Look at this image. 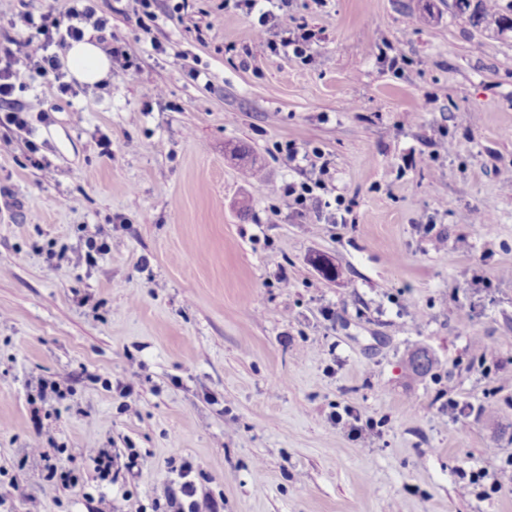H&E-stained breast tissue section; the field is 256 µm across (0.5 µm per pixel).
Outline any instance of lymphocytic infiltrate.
<instances>
[{
    "mask_svg": "<svg viewBox=\"0 0 512 512\" xmlns=\"http://www.w3.org/2000/svg\"><path fill=\"white\" fill-rule=\"evenodd\" d=\"M89 27L96 31L98 43L110 57L113 72L129 71L134 65L132 57L113 33L109 17L101 14L98 0H66L62 11H28L0 25V126L19 131L29 128V109L14 98L19 68L28 69L35 79L53 78L60 94H74L57 51L82 41ZM191 471V464L180 466L168 490L170 512H218L217 503L198 497L197 487L189 478Z\"/></svg>",
    "mask_w": 512,
    "mask_h": 512,
    "instance_id": "1",
    "label": "lymphocytic infiltrate"
}]
</instances>
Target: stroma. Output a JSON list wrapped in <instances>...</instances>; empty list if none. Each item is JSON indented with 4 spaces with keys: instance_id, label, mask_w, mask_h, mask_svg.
I'll list each match as a JSON object with an SVG mask.
<instances>
[{
    "instance_id": "35a3bbf8",
    "label": "stroma",
    "mask_w": 512,
    "mask_h": 512,
    "mask_svg": "<svg viewBox=\"0 0 512 512\" xmlns=\"http://www.w3.org/2000/svg\"><path fill=\"white\" fill-rule=\"evenodd\" d=\"M430 9L291 0L318 35L303 64L192 0L179 22L113 14L134 72L74 97L20 75L19 103L57 110L0 127V512H158L186 461L220 512H512V37ZM253 163L325 188L298 214ZM348 409L370 443L332 423ZM51 460L79 484L49 488Z\"/></svg>"
}]
</instances>
